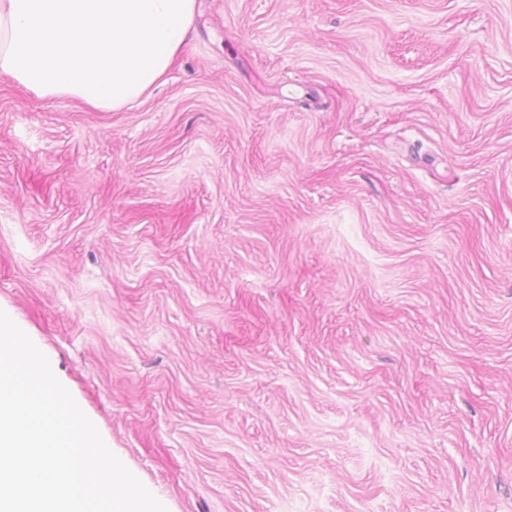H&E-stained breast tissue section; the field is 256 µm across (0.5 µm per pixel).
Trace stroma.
Segmentation results:
<instances>
[{"label":"stroma","mask_w":512,"mask_h":512,"mask_svg":"<svg viewBox=\"0 0 512 512\" xmlns=\"http://www.w3.org/2000/svg\"><path fill=\"white\" fill-rule=\"evenodd\" d=\"M0 310L167 512H512V0H198L119 112L0 75Z\"/></svg>","instance_id":"stroma-1"}]
</instances>
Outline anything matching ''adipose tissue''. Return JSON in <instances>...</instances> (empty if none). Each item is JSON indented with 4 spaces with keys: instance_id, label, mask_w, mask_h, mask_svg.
Masks as SVG:
<instances>
[{
    "instance_id": "1",
    "label": "adipose tissue",
    "mask_w": 512,
    "mask_h": 512,
    "mask_svg": "<svg viewBox=\"0 0 512 512\" xmlns=\"http://www.w3.org/2000/svg\"><path fill=\"white\" fill-rule=\"evenodd\" d=\"M197 0H0V75L40 98L117 112L186 48Z\"/></svg>"
}]
</instances>
